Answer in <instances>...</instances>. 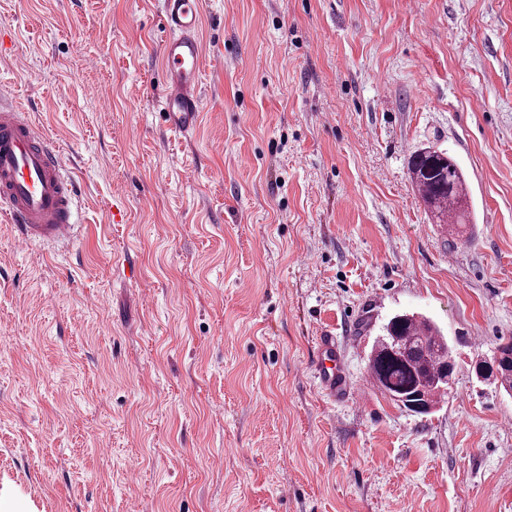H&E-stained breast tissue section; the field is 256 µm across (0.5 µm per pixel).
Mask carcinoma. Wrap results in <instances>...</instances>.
I'll use <instances>...</instances> for the list:
<instances>
[{
	"instance_id": "cac0c4a2",
	"label": "carcinoma",
	"mask_w": 512,
	"mask_h": 512,
	"mask_svg": "<svg viewBox=\"0 0 512 512\" xmlns=\"http://www.w3.org/2000/svg\"><path fill=\"white\" fill-rule=\"evenodd\" d=\"M411 181L441 224L458 233L467 205L465 176L446 151L416 150L410 158ZM502 357L491 370L494 383L512 390V341L499 345ZM448 342L427 318L416 313L393 316L386 334L375 341L369 372L384 393L420 394L431 404L446 394L441 386Z\"/></svg>"
}]
</instances>
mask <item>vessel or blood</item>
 Listing matches in <instances>:
<instances>
[{"label":"vessel or blood","instance_id":"obj_1","mask_svg":"<svg viewBox=\"0 0 512 512\" xmlns=\"http://www.w3.org/2000/svg\"><path fill=\"white\" fill-rule=\"evenodd\" d=\"M204 0H162L167 35L161 44L165 92L162 112L169 131L183 135L197 126L201 110L199 39ZM65 157L46 130L16 102L0 103V222L25 242L53 241L72 235L77 224L74 178ZM315 372L328 394L344 390L334 337H318Z\"/></svg>","mask_w":512,"mask_h":512}]
</instances>
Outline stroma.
Here are the masks:
<instances>
[{
  "label": "stroma",
  "instance_id": "stroma-1",
  "mask_svg": "<svg viewBox=\"0 0 512 512\" xmlns=\"http://www.w3.org/2000/svg\"><path fill=\"white\" fill-rule=\"evenodd\" d=\"M160 0H0V95L62 147L71 242L0 223V491L25 512H512V0H204L202 112L164 128ZM468 184L466 237L408 158ZM455 362L367 385L394 314ZM330 332L350 397L313 368ZM409 174L438 223L450 225L452 234H458V223L465 217L467 186L454 158L446 151L418 149L410 158ZM392 319L386 334L373 345L368 375L385 394L419 393L431 404L416 396L389 397L410 412L428 413L446 394L440 381L447 351L444 382L448 385L453 379L455 364L448 342L430 320L419 314L405 312ZM499 352H495L491 359L481 358L475 364L476 377L482 381H486L489 376V370L493 365L497 366L491 370V375L494 377V383L503 388L504 391L512 390V341L500 344L498 346Z\"/></svg>",
  "mask_w": 512,
  "mask_h": 512
}]
</instances>
